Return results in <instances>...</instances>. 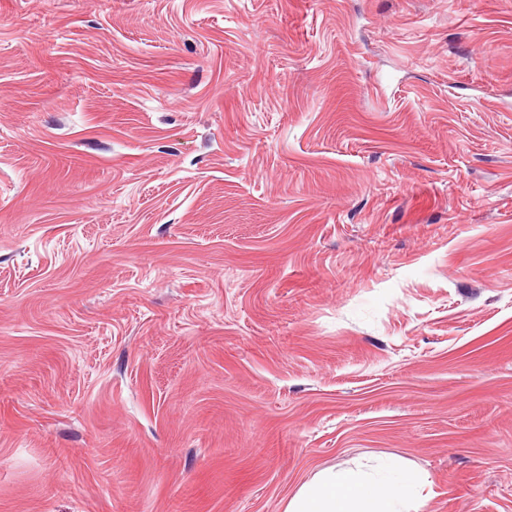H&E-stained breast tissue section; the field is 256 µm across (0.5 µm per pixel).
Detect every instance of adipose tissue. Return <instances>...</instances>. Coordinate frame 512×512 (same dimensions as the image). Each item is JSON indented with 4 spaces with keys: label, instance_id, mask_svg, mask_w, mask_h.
Instances as JSON below:
<instances>
[{
    "label": "adipose tissue",
    "instance_id": "1",
    "mask_svg": "<svg viewBox=\"0 0 512 512\" xmlns=\"http://www.w3.org/2000/svg\"><path fill=\"white\" fill-rule=\"evenodd\" d=\"M429 481L393 458L319 471L288 498L284 512H421Z\"/></svg>",
    "mask_w": 512,
    "mask_h": 512
}]
</instances>
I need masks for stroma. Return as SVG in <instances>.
Masks as SVG:
<instances>
[{
	"mask_svg": "<svg viewBox=\"0 0 512 512\" xmlns=\"http://www.w3.org/2000/svg\"><path fill=\"white\" fill-rule=\"evenodd\" d=\"M380 457L512 512V0H0V512Z\"/></svg>",
	"mask_w": 512,
	"mask_h": 512,
	"instance_id": "35a3bbf8",
	"label": "stroma"
}]
</instances>
